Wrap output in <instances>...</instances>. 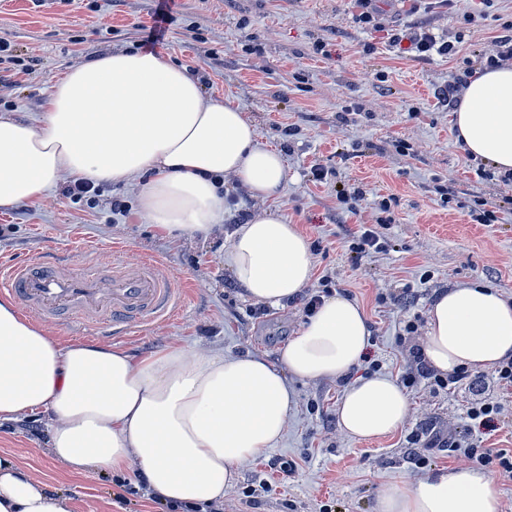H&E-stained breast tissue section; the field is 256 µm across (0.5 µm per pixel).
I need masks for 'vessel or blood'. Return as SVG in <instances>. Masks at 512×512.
Listing matches in <instances>:
<instances>
[{
    "instance_id": "vessel-or-blood-1",
    "label": "vessel or blood",
    "mask_w": 512,
    "mask_h": 512,
    "mask_svg": "<svg viewBox=\"0 0 512 512\" xmlns=\"http://www.w3.org/2000/svg\"><path fill=\"white\" fill-rule=\"evenodd\" d=\"M0 292L41 321H67L115 339L168 321L180 302L179 286L162 264L117 253L91 263L33 259L2 266Z\"/></svg>"
}]
</instances>
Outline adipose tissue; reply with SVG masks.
Wrapping results in <instances>:
<instances>
[{
    "instance_id": "ef3b65f1",
    "label": "adipose tissue",
    "mask_w": 512,
    "mask_h": 512,
    "mask_svg": "<svg viewBox=\"0 0 512 512\" xmlns=\"http://www.w3.org/2000/svg\"><path fill=\"white\" fill-rule=\"evenodd\" d=\"M455 128L464 151L512 172V65L476 71ZM63 173L138 183L144 216L165 233L205 234L223 223L224 174L262 199L288 181L282 154L239 108L205 99L187 69L150 52L71 68L37 123L0 115V208L41 199ZM224 260L249 297L273 306L313 272L307 237L274 214L240 225ZM369 347L366 315L343 295L325 299L275 363L177 345L137 358L94 341L65 344L2 298L0 423L44 414L49 453L68 475L134 468L163 502L219 506L238 463L281 439L296 404L293 381H344L336 416L351 438L377 439L404 424L408 400L396 379L352 375ZM423 354L447 375L512 358V301L479 283L439 293ZM0 512L72 510L69 498L0 456ZM376 512H500V497L484 470L448 467L407 487L386 485Z\"/></svg>"
}]
</instances>
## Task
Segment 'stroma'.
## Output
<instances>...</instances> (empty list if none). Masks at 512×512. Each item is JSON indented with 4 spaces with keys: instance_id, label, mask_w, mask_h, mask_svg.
I'll list each match as a JSON object with an SVG mask.
<instances>
[{
    "instance_id": "1",
    "label": "stroma",
    "mask_w": 512,
    "mask_h": 512,
    "mask_svg": "<svg viewBox=\"0 0 512 512\" xmlns=\"http://www.w3.org/2000/svg\"><path fill=\"white\" fill-rule=\"evenodd\" d=\"M156 0H0V41L13 59L0 60V114L37 119L56 79L68 69L114 52L140 50L154 23ZM377 27L358 20L354 0H170L164 41L155 53L186 67L205 98L231 102L253 123L262 142L279 149L288 183L274 200L253 198L225 175L228 214L207 235L170 237L151 229L135 184H105L101 196L66 195L69 177L36 203L0 209V263L42 256L97 253L155 258L187 290L167 323L132 333L120 346L144 356L166 345L228 355L258 353L277 360L307 321L297 298L272 306L250 299L224 262L234 230L257 214L277 213L307 236L314 272L310 290L358 302L369 321L371 345L355 368L371 363L402 377L409 347L436 294L480 281L512 297V184L486 179L487 162L473 160L455 139L454 113L444 93L464 70H478L494 39L512 36V0H471L414 8L412 0H375ZM428 30L456 44L454 55L420 58L403 38ZM323 179H316V172ZM449 198H441L440 188ZM362 189L351 213L338 191ZM390 200L381 212V197ZM127 205L111 211V201ZM500 207L494 224L475 223L478 202ZM390 223H382V215ZM370 229L379 251L351 252L346 230ZM412 302H390L393 294ZM296 405L283 437L260 457L241 462L224 493V512H375L384 486L408 484L434 468L456 465L454 434L477 431L472 403L501 407L499 429L487 448H512V388L485 373L480 389L446 388L422 379L407 389V418L394 433L370 442L349 438L336 420L344 384L296 380ZM40 415L0 425V455L9 456L47 486L68 495L73 512H177L152 500L137 472H89L63 478L50 457ZM295 467L291 475L279 463Z\"/></svg>"
}]
</instances>
